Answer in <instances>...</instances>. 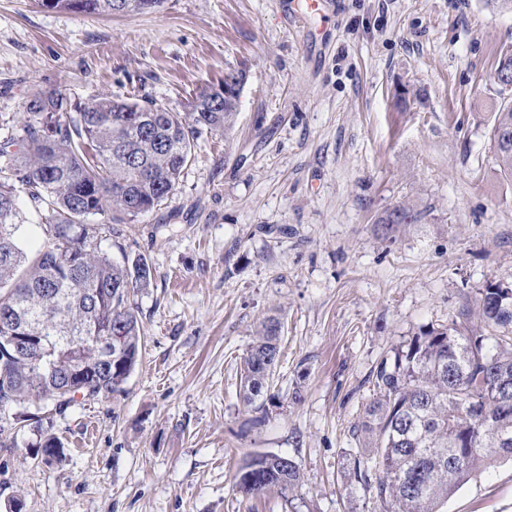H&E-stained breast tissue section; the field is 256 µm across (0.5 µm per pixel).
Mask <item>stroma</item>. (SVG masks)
Instances as JSON below:
<instances>
[{
    "label": "stroma",
    "mask_w": 512,
    "mask_h": 512,
    "mask_svg": "<svg viewBox=\"0 0 512 512\" xmlns=\"http://www.w3.org/2000/svg\"><path fill=\"white\" fill-rule=\"evenodd\" d=\"M164 0L99 15L0 0V116L40 92L147 98L176 112L244 76L233 128L205 131L173 194L123 224L147 258L144 330L121 394L49 414L0 446V512H379L353 475L373 375L491 281L512 283V180L495 164L497 51L512 13L483 0ZM420 214L384 234L397 204ZM282 322L274 400L245 405L244 357ZM293 457L284 500L248 498L250 453ZM447 512H512V462Z\"/></svg>",
    "instance_id": "stroma-1"
}]
</instances>
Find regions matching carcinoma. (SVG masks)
I'll return each instance as SVG.
<instances>
[{
  "mask_svg": "<svg viewBox=\"0 0 512 512\" xmlns=\"http://www.w3.org/2000/svg\"><path fill=\"white\" fill-rule=\"evenodd\" d=\"M55 10L98 14L153 11L164 0H36ZM494 82L512 86V43L498 53ZM239 99L222 90L193 98L186 112L152 101L110 96L74 102L59 92L31 99L22 135L0 142V435L6 415L29 423L32 447L57 458L62 443L43 426V411L62 413L77 397L123 391L142 346L134 296L150 285L143 256L116 260L102 242L168 199L203 130L233 127ZM499 173L512 180V101L490 130ZM47 212L43 248L22 243L18 199ZM405 204L378 223L415 224ZM87 292L94 300L80 302ZM39 318L32 352L14 355L7 336L25 332L16 312ZM480 323L463 313L412 336L379 367L372 398L355 426L362 454L357 483L374 490L380 512H445L448 499L478 472L512 460V284H487L477 299ZM281 322L260 325L244 360L243 400L271 390ZM245 495L281 497L300 482L293 459L267 451L246 457L235 477Z\"/></svg>",
  "mask_w": 512,
  "mask_h": 512,
  "instance_id": "obj_1",
  "label": "carcinoma"
}]
</instances>
